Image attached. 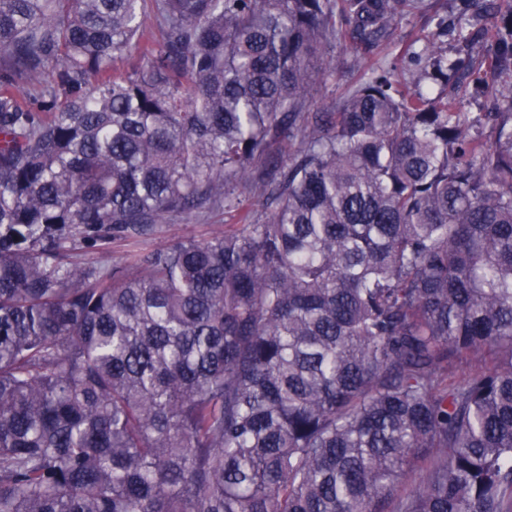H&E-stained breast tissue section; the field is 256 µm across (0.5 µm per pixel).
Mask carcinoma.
Wrapping results in <instances>:
<instances>
[{"instance_id": "obj_1", "label": "carcinoma", "mask_w": 512, "mask_h": 512, "mask_svg": "<svg viewBox=\"0 0 512 512\" xmlns=\"http://www.w3.org/2000/svg\"><path fill=\"white\" fill-rule=\"evenodd\" d=\"M457 3L450 58L440 0H0V512H512V0ZM336 71L333 76L326 78L321 75L317 78V86L313 93V104L322 108H329L336 96L345 85L357 76L352 68L353 57L349 52L336 49ZM234 222L232 214L224 213V209L212 210L199 218L177 219L169 224H161L152 237L150 248H162L173 240L183 238L205 239L216 232L224 231V224Z\"/></svg>"}]
</instances>
